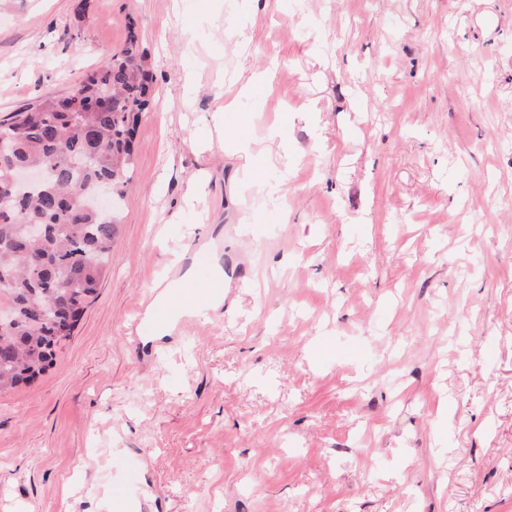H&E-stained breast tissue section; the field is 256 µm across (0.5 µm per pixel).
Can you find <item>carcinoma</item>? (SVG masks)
Wrapping results in <instances>:
<instances>
[{"mask_svg":"<svg viewBox=\"0 0 512 512\" xmlns=\"http://www.w3.org/2000/svg\"><path fill=\"white\" fill-rule=\"evenodd\" d=\"M152 75L135 32L61 97L0 122V187L17 167L44 178L0 190V393L28 385L54 364L102 279L118 233L117 210L81 196L112 186L122 203L132 181L133 136Z\"/></svg>","mask_w":512,"mask_h":512,"instance_id":"carcinoma-1","label":"carcinoma"}]
</instances>
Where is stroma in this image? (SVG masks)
<instances>
[{
  "label": "stroma",
  "mask_w": 512,
  "mask_h": 512,
  "mask_svg": "<svg viewBox=\"0 0 512 512\" xmlns=\"http://www.w3.org/2000/svg\"><path fill=\"white\" fill-rule=\"evenodd\" d=\"M132 32V190L53 366L0 394V512H98L133 462L121 512H512V0H0V119ZM199 243L222 307L133 338Z\"/></svg>",
  "instance_id": "stroma-1"
}]
</instances>
